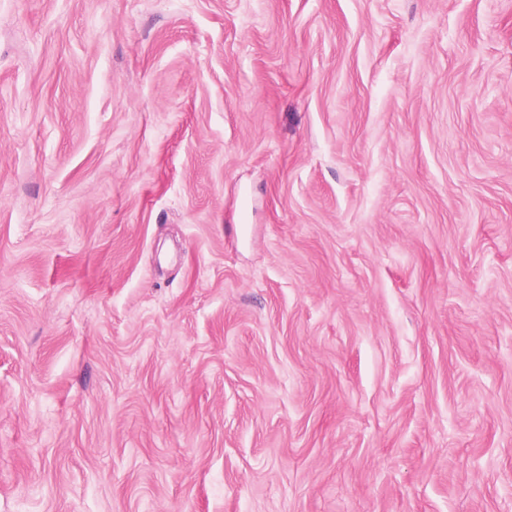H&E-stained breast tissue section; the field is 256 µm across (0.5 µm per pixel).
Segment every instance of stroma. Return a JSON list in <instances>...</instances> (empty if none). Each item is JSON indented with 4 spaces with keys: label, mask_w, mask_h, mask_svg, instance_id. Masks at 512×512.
Masks as SVG:
<instances>
[{
    "label": "stroma",
    "mask_w": 512,
    "mask_h": 512,
    "mask_svg": "<svg viewBox=\"0 0 512 512\" xmlns=\"http://www.w3.org/2000/svg\"><path fill=\"white\" fill-rule=\"evenodd\" d=\"M0 512H512V0H0Z\"/></svg>",
    "instance_id": "35a3bbf8"
}]
</instances>
